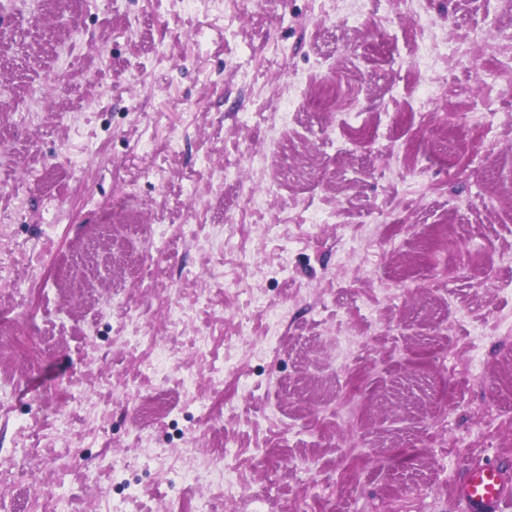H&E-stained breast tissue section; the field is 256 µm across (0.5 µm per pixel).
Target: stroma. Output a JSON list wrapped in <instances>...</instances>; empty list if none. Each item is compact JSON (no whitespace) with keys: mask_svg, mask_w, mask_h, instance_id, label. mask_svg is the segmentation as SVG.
<instances>
[{"mask_svg":"<svg viewBox=\"0 0 512 512\" xmlns=\"http://www.w3.org/2000/svg\"><path fill=\"white\" fill-rule=\"evenodd\" d=\"M478 457L512 461V0H0V512H456Z\"/></svg>","mask_w":512,"mask_h":512,"instance_id":"stroma-1","label":"stroma"}]
</instances>
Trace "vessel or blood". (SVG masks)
<instances>
[{
	"mask_svg": "<svg viewBox=\"0 0 512 512\" xmlns=\"http://www.w3.org/2000/svg\"><path fill=\"white\" fill-rule=\"evenodd\" d=\"M453 496L461 512H504L512 504V467L496 460L473 464Z\"/></svg>",
	"mask_w": 512,
	"mask_h": 512,
	"instance_id": "vessel-or-blood-1",
	"label": "vessel or blood"
}]
</instances>
